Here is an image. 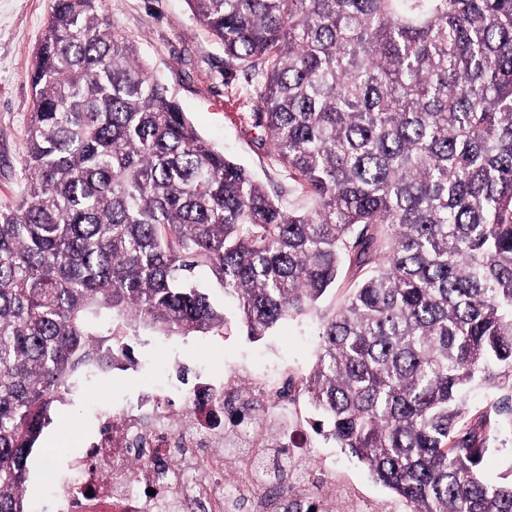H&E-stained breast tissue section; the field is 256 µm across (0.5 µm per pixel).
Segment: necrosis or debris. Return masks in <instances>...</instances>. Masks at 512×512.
Wrapping results in <instances>:
<instances>
[{"mask_svg": "<svg viewBox=\"0 0 512 512\" xmlns=\"http://www.w3.org/2000/svg\"><path fill=\"white\" fill-rule=\"evenodd\" d=\"M284 389L260 378L242 387L234 371L189 386L170 380L123 407L96 403L84 452L45 476L55 512H233L242 489L259 483L267 449L291 464L303 458V426L285 434L271 425L292 410ZM173 393L180 409L166 403Z\"/></svg>", "mask_w": 512, "mask_h": 512, "instance_id": "obj_1", "label": "necrosis or debris"}]
</instances>
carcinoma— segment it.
Here are the masks:
<instances>
[{"label":"carcinoma","mask_w":512,"mask_h":512,"mask_svg":"<svg viewBox=\"0 0 512 512\" xmlns=\"http://www.w3.org/2000/svg\"><path fill=\"white\" fill-rule=\"evenodd\" d=\"M100 0H54L33 52L26 187L0 207V512L76 379L140 332L246 336L319 314L288 395L406 512H512V0H186L258 77L287 208L205 141ZM363 278L318 303L343 261ZM496 399L470 414L472 386ZM490 447L485 453L482 463L485 480L491 483L503 482L504 478L510 475V470L512 478V447L501 448L498 444L490 445Z\"/></svg>","instance_id":"1"}]
</instances>
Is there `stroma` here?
Wrapping results in <instances>:
<instances>
[{"instance_id": "obj_1", "label": "stroma", "mask_w": 512, "mask_h": 512, "mask_svg": "<svg viewBox=\"0 0 512 512\" xmlns=\"http://www.w3.org/2000/svg\"><path fill=\"white\" fill-rule=\"evenodd\" d=\"M53 3L0 0V206L14 204L24 189L22 158L34 109L27 75ZM102 7L136 41L151 74L165 83L200 135L248 167L262 184L287 192L286 173L272 166L267 147L259 144L257 131L246 119L253 84L241 70L226 64L223 48L197 23L185 0H102ZM212 295L215 302L223 303L230 319L222 334L185 340L147 336L135 348L137 363L127 372L130 385L113 384L111 374L101 373L68 395L29 457L28 493L38 490L42 468L61 464L60 457L48 456V449L61 446L67 453H77V445L64 440L70 416L81 418L86 434H94L96 424L87 410L90 399L103 394L112 404H128L136 400L139 390L160 378L155 361L160 344H168L179 364L197 366L204 353L225 371H241L248 381L257 377L297 379L311 370L320 344L316 318L284 322L272 335L253 341L233 323L232 302L224 301L220 290H213ZM306 453L323 458L328 465L329 472L320 483L329 503H342L351 494L371 505L374 512L398 507L394 493L335 442L311 436Z\"/></svg>"}]
</instances>
